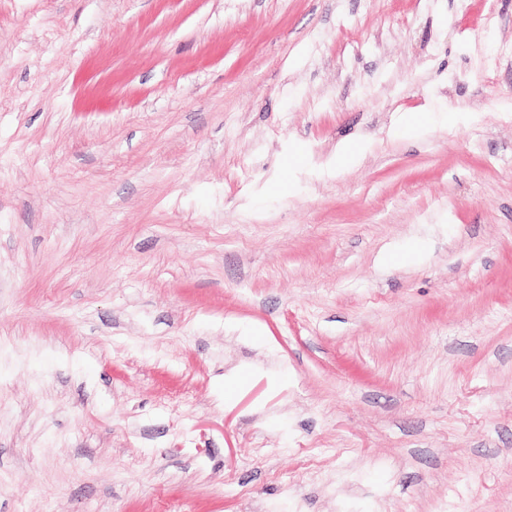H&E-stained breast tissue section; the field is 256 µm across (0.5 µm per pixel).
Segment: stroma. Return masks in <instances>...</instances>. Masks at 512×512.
Segmentation results:
<instances>
[{"label":"stroma","mask_w":512,"mask_h":512,"mask_svg":"<svg viewBox=\"0 0 512 512\" xmlns=\"http://www.w3.org/2000/svg\"><path fill=\"white\" fill-rule=\"evenodd\" d=\"M0 512H512V0H0Z\"/></svg>","instance_id":"1"}]
</instances>
